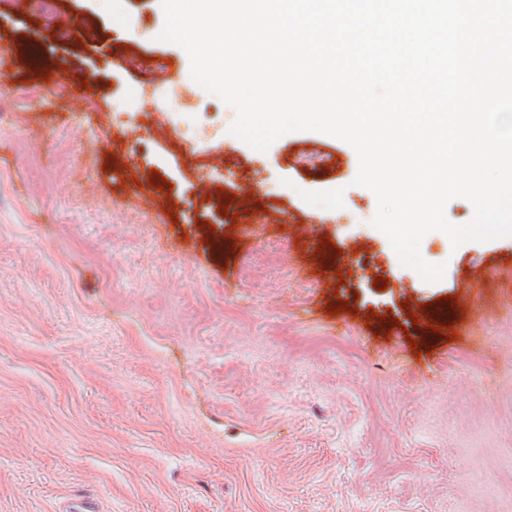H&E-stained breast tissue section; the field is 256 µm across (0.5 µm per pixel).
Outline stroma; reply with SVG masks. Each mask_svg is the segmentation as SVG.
<instances>
[{
	"label": "stroma",
	"mask_w": 512,
	"mask_h": 512,
	"mask_svg": "<svg viewBox=\"0 0 512 512\" xmlns=\"http://www.w3.org/2000/svg\"><path fill=\"white\" fill-rule=\"evenodd\" d=\"M72 10L97 20L102 49L45 38L0 0V34L95 86L0 75V512H58L76 492L104 512H512V310L480 343L468 312L450 342L410 319L469 281L494 297L481 275L512 260V237L456 247L429 233L420 253L445 274L424 282L373 227L349 144L302 131L262 153L198 84L169 102L155 67L191 63L157 39L160 0ZM124 26L136 57L107 49ZM161 120L178 144L156 136ZM117 151L163 176L168 209L133 204ZM204 176L265 212L223 214ZM323 236L344 253V285L309 259ZM368 313L400 326L383 334ZM487 470L494 484L472 491Z\"/></svg>",
	"instance_id": "stroma-1"
}]
</instances>
